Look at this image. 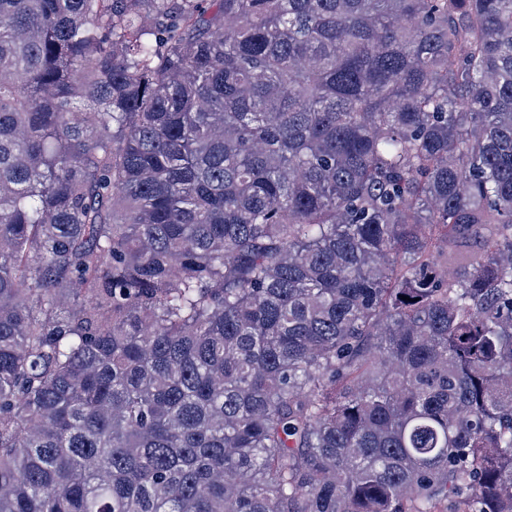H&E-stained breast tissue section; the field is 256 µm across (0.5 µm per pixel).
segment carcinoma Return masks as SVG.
<instances>
[{
  "instance_id": "1",
  "label": "carcinoma",
  "mask_w": 512,
  "mask_h": 512,
  "mask_svg": "<svg viewBox=\"0 0 512 512\" xmlns=\"http://www.w3.org/2000/svg\"><path fill=\"white\" fill-rule=\"evenodd\" d=\"M450 504L512 512V0H0V512Z\"/></svg>"
}]
</instances>
